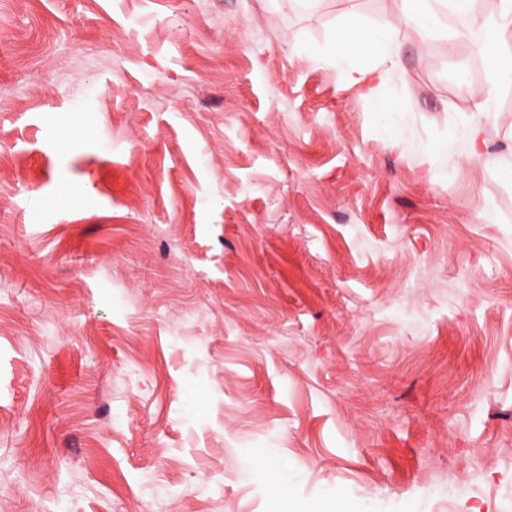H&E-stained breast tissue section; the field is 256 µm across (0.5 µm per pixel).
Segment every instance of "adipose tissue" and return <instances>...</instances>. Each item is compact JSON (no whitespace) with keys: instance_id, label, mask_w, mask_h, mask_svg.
I'll use <instances>...</instances> for the list:
<instances>
[{"instance_id":"1","label":"adipose tissue","mask_w":512,"mask_h":512,"mask_svg":"<svg viewBox=\"0 0 512 512\" xmlns=\"http://www.w3.org/2000/svg\"><path fill=\"white\" fill-rule=\"evenodd\" d=\"M476 0H400L398 12L371 21L354 9H347L335 34L321 47L320 59L333 65L350 83H360L375 75L374 93L396 106L399 95L393 77H405L402 62L401 32L411 28L423 32L433 13L434 4H441L455 16L464 19L460 32L480 55L497 49L487 71L486 84L479 89L478 109L491 107L493 96L505 79L512 78V0H498L490 13H476Z\"/></svg>"}]
</instances>
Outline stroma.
I'll return each mask as SVG.
<instances>
[{
    "label": "stroma",
    "mask_w": 512,
    "mask_h": 512,
    "mask_svg": "<svg viewBox=\"0 0 512 512\" xmlns=\"http://www.w3.org/2000/svg\"><path fill=\"white\" fill-rule=\"evenodd\" d=\"M340 11L0 0V512H512V81L468 159L483 57L392 122ZM484 128L480 123L463 120L461 125L455 130L454 138L464 141L467 147L468 157L472 160H479L482 157V147ZM253 477L258 481L266 483L278 499L282 501L288 500V502L292 500L294 484L288 479V468L286 465H279L275 469L261 465L253 471Z\"/></svg>",
    "instance_id": "1"
}]
</instances>
